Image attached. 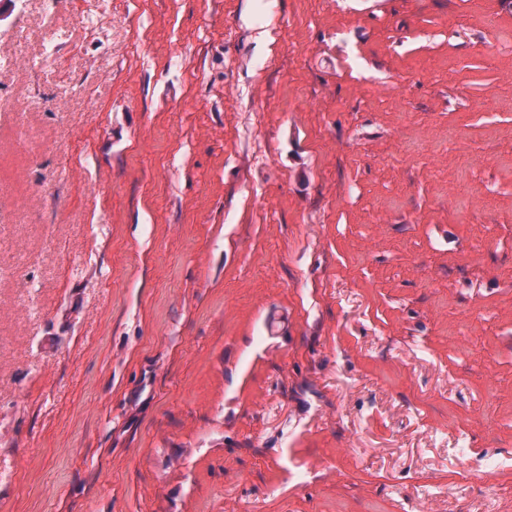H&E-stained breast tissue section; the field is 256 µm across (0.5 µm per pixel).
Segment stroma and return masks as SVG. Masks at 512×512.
Instances as JSON below:
<instances>
[{
    "instance_id": "stroma-1",
    "label": "stroma",
    "mask_w": 512,
    "mask_h": 512,
    "mask_svg": "<svg viewBox=\"0 0 512 512\" xmlns=\"http://www.w3.org/2000/svg\"><path fill=\"white\" fill-rule=\"evenodd\" d=\"M54 16L0 0V512H512V0Z\"/></svg>"
}]
</instances>
